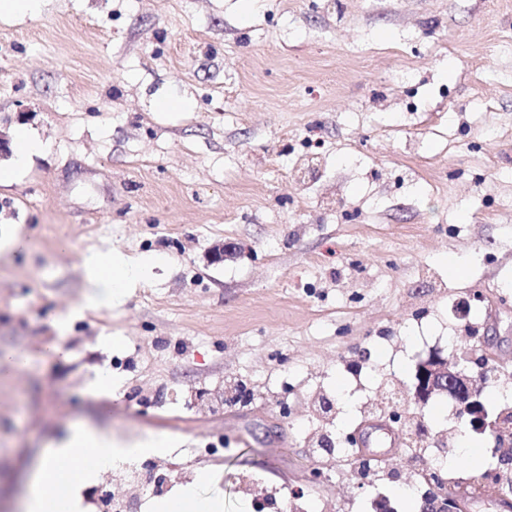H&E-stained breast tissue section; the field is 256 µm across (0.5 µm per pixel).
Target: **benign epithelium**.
I'll list each match as a JSON object with an SVG mask.
<instances>
[{
	"instance_id": "7a95c632",
	"label": "benign epithelium",
	"mask_w": 512,
	"mask_h": 512,
	"mask_svg": "<svg viewBox=\"0 0 512 512\" xmlns=\"http://www.w3.org/2000/svg\"><path fill=\"white\" fill-rule=\"evenodd\" d=\"M471 360L473 356L459 352L455 346L446 354L439 349L430 351L417 366L414 400L423 404L436 395L445 394L466 412L474 431L488 434L499 447L511 448L512 431L505 430L499 418L489 415ZM426 479L430 484L424 495L427 512H457L458 493L445 486L447 479L434 469L427 470Z\"/></svg>"
}]
</instances>
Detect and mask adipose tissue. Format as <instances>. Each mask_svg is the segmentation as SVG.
<instances>
[{
	"instance_id": "adipose-tissue-1",
	"label": "adipose tissue",
	"mask_w": 512,
	"mask_h": 512,
	"mask_svg": "<svg viewBox=\"0 0 512 512\" xmlns=\"http://www.w3.org/2000/svg\"><path fill=\"white\" fill-rule=\"evenodd\" d=\"M153 262V257L135 258L118 249L86 254L82 265L87 291L72 317L120 308L130 292L144 283V274ZM174 445V439L163 434L128 443L114 440L93 423L73 424L33 466L21 492L19 510L85 512L81 491L86 485L113 469L164 454Z\"/></svg>"
}]
</instances>
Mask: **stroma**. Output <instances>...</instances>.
<instances>
[{
	"mask_svg": "<svg viewBox=\"0 0 512 512\" xmlns=\"http://www.w3.org/2000/svg\"><path fill=\"white\" fill-rule=\"evenodd\" d=\"M162 95L194 108L156 111ZM20 128L48 149L0 186V235L27 242L0 257V352L28 356L0 373V512L79 421L175 436L163 463L224 512H289L296 490L307 512H409L406 456L360 480L313 449L387 415L393 389L448 477L496 465L458 460L448 398L410 394L466 301L509 370L486 406L512 405V0H44L0 17V135ZM314 144L318 172L292 181ZM113 247L156 257L147 282L63 323L84 253ZM105 366L120 384L100 397ZM237 383L249 406L210 408Z\"/></svg>",
	"mask_w": 512,
	"mask_h": 512,
	"instance_id": "1",
	"label": "stroma"
}]
</instances>
